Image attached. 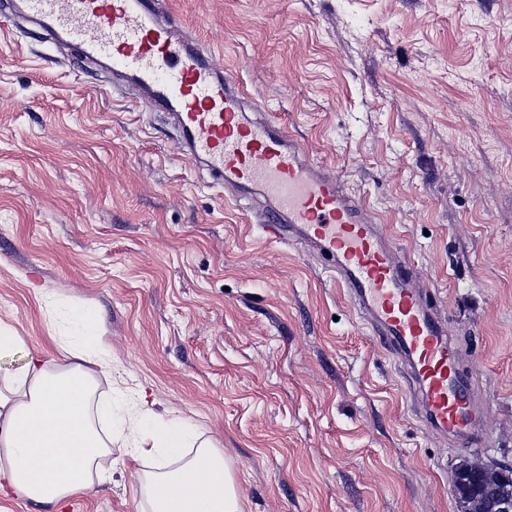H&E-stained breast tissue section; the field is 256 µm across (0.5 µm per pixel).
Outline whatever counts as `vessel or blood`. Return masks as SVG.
<instances>
[{"label": "vessel or blood", "mask_w": 512, "mask_h": 512, "mask_svg": "<svg viewBox=\"0 0 512 512\" xmlns=\"http://www.w3.org/2000/svg\"><path fill=\"white\" fill-rule=\"evenodd\" d=\"M50 39L105 62L134 101L173 119L184 154L212 184L265 200L256 223L274 239L324 254L375 336L405 365L410 390L434 432L476 441L479 405L459 372L461 351L416 287L375 215L269 115L249 117L237 79L207 48L179 39L169 0H11Z\"/></svg>", "instance_id": "b4317fda"}]
</instances>
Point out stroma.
<instances>
[{
  "instance_id": "obj_1",
  "label": "stroma",
  "mask_w": 512,
  "mask_h": 512,
  "mask_svg": "<svg viewBox=\"0 0 512 512\" xmlns=\"http://www.w3.org/2000/svg\"><path fill=\"white\" fill-rule=\"evenodd\" d=\"M182 31L385 224L462 350L481 442L417 418L403 367L316 252L265 237L167 116L0 10V321L57 358L39 289L96 308L101 398L215 440L242 512H458L512 461V0H170ZM97 493L0 512H138ZM512 470V466L498 463L464 460L454 469V473L469 477L475 485L480 486L482 493L466 492L459 495L461 512H512V496L508 494L488 496L486 490L495 485L502 477Z\"/></svg>"
}]
</instances>
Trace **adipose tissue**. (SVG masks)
<instances>
[{"label":"adipose tissue","mask_w":512,"mask_h":512,"mask_svg":"<svg viewBox=\"0 0 512 512\" xmlns=\"http://www.w3.org/2000/svg\"><path fill=\"white\" fill-rule=\"evenodd\" d=\"M50 339L65 366L49 370L28 355L0 381V494L61 504L102 482L100 461L114 455L143 465L140 512H241L224 452L180 419H156L145 395L134 411L97 399L99 376L112 372V353L96 312L45 311ZM124 446L113 449L114 438Z\"/></svg>","instance_id":"ef3b65f1"}]
</instances>
